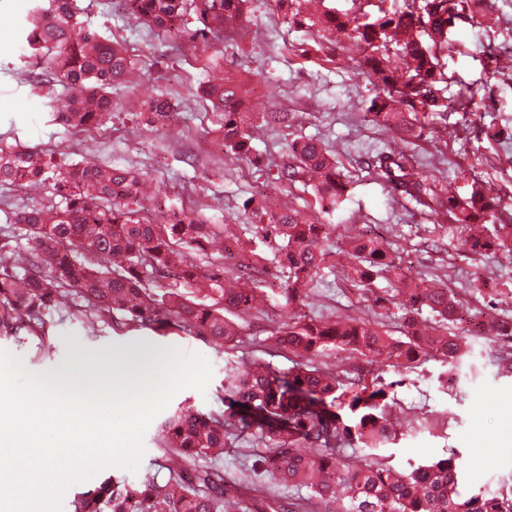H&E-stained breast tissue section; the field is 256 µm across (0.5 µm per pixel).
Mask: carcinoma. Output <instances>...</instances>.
<instances>
[{
  "mask_svg": "<svg viewBox=\"0 0 512 512\" xmlns=\"http://www.w3.org/2000/svg\"><path fill=\"white\" fill-rule=\"evenodd\" d=\"M128 14L143 28L174 36L185 32L188 18L195 33L221 40L239 34L236 21L248 0H125ZM487 8L485 0H423L401 12L381 7L358 16L349 9L327 8L296 20L299 26L323 31L348 29L363 49L362 68L377 78L379 92L371 101V121L411 135L416 112L447 111L438 84L447 81L436 44L448 43L457 20ZM76 0H44L27 17L25 41L32 56L43 61V75L68 93L63 122L79 132L102 126L112 112V88L127 82L131 60L121 41L105 39L78 26ZM218 118L220 144L226 152L245 157L250 151L254 116L242 112L235 91L222 84L200 87ZM173 105L167 95L154 97L137 123L165 126ZM295 164L280 179L295 181L308 172L320 175L316 196L321 211H335L345 186L336 158L319 140L289 145ZM373 169L400 195L430 213L466 227L487 223L495 214L494 198L479 179L469 196L459 198L444 185L413 181L405 157L384 154ZM56 171L53 189L60 201L32 205L16 221L0 227V255L12 263L0 268V332L24 329L44 339L46 318L55 313L110 324L116 313L125 326L156 324L207 339L226 350L242 343V315L260 316L255 291L267 272V258L256 252L226 269L205 260L206 244L224 232L221 224H203L183 211L168 209L144 216L143 174L103 163L84 166L56 163L38 152L0 146V183L45 181ZM267 223L256 225L267 239L281 241L273 257L285 269L287 303L307 296L331 254L326 225L298 210L262 207ZM27 241L22 249L18 241ZM470 253L486 256L512 252V224L495 226L491 235L474 234ZM349 278L366 290L374 279L391 273L397 279L402 311L399 335L361 319L322 322L288 315L260 344L261 352L288 353L300 358L279 371L269 365L231 366L224 371L219 392L227 409L203 412L191 406L169 415L160 425L158 448L167 471L147 473L138 482L108 476L77 492L69 512H512V491H459L461 461L455 450L419 464L411 471L395 469L382 451L398 438L389 421V388L381 370L348 390L346 378L317 359L336 349L352 350L368 363L384 355L389 371L400 374L421 359L455 365L469 353L468 337L448 325L467 322V309L447 286L415 280L378 238L360 232L351 238ZM428 310L432 319L417 315ZM472 333L512 340V319H489L482 312ZM252 427L265 448L253 465L254 477L230 486L224 451L239 441V427ZM306 444L319 453L299 452ZM366 450L364 466L348 462V447ZM267 474L288 495H269Z\"/></svg>",
  "mask_w": 512,
  "mask_h": 512,
  "instance_id": "cac0c4a2",
  "label": "carcinoma"
}]
</instances>
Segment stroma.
Returning <instances> with one entry per match:
<instances>
[{
	"mask_svg": "<svg viewBox=\"0 0 512 512\" xmlns=\"http://www.w3.org/2000/svg\"><path fill=\"white\" fill-rule=\"evenodd\" d=\"M490 4L480 23L458 22L449 46L438 51L449 95L472 83L479 95L469 110L452 101L444 116L418 117L421 137L404 139L370 122L376 90L357 67L359 50L351 35L296 26L275 0H249L240 35L221 44L189 33L173 40L147 31L129 17L123 0H77L80 25L125 40L138 79L113 89L111 121L73 133L59 119L66 109L62 88L53 84L48 95L35 97L26 84L37 70L22 49L33 0H0V144L27 146L59 162H110L145 172L153 190L145 201L148 209L182 208L212 224L238 225L247 247L259 253L273 254L275 245L254 236L244 202L314 213L330 225L333 248L307 298L293 306L278 291L277 268H269L261 284L267 315L244 326L243 341L233 350L179 330L161 336L150 326L130 331L54 316L45 342L0 336V351L18 358L27 372L52 376L67 366L80 374L81 366L73 362L79 350L89 364L104 357L118 363L146 349L198 354L213 368L206 392L181 390L167 409H219L216 395L225 366L251 365L259 356L258 343L286 312L321 321L399 317L394 277L376 278L369 291L347 278L341 250L355 227L382 240L414 277L445 281L464 306L494 308L512 318V299L506 296L512 290V254H470L463 244L466 229L430 217L415 201L393 198L366 166L377 154H400L412 179L441 183L463 197L472 178L482 179L501 198L499 223L512 224V0ZM208 82L233 88L241 111L284 112L288 120L260 122L249 156L228 155L214 142L216 118L209 103L198 96L199 86ZM160 94L173 98L177 113L168 126L144 130L134 115ZM301 138L321 140L335 155L346 186L340 210L319 212L312 184L279 179V171L293 161L289 142ZM51 199L45 183L0 185V227L12 213ZM379 296L384 304H376ZM471 343V356L456 370L430 359L399 375L391 395L401 432L387 450L391 465L407 470L455 449L463 460L460 489L467 495L512 487V376L499 374L496 366L505 344L481 336Z\"/></svg>",
	"mask_w": 512,
	"mask_h": 512,
	"instance_id": "stroma-1",
	"label": "stroma"
}]
</instances>
